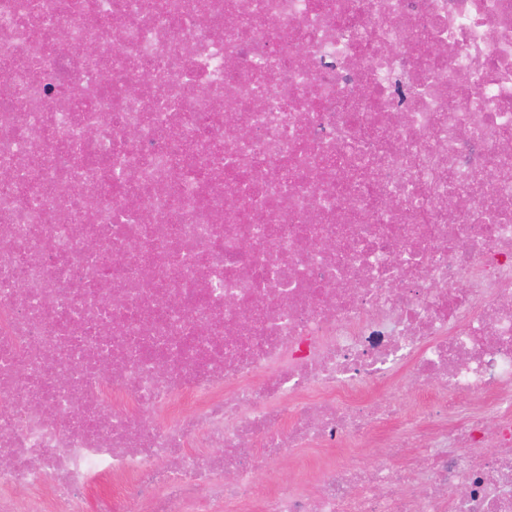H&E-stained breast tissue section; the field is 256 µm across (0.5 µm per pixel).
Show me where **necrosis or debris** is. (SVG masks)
<instances>
[{"label": "necrosis or debris", "instance_id": "1", "mask_svg": "<svg viewBox=\"0 0 512 512\" xmlns=\"http://www.w3.org/2000/svg\"><path fill=\"white\" fill-rule=\"evenodd\" d=\"M0 512H512V0H0ZM322 451L317 448H301L296 454L288 455L278 470V478L281 480H299L301 475H307L313 480L315 464Z\"/></svg>", "mask_w": 512, "mask_h": 512}]
</instances>
